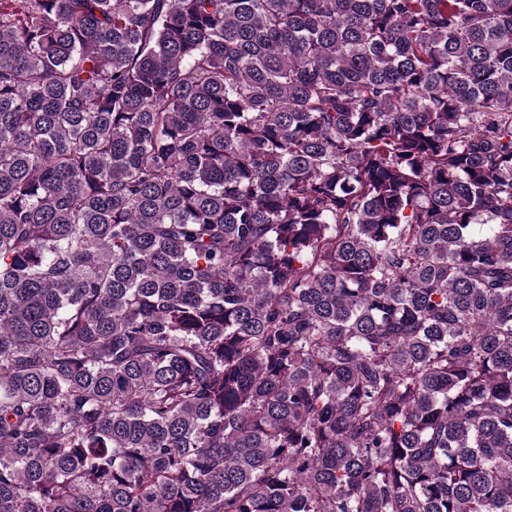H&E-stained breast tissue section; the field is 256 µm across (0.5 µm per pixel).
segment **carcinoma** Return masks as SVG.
<instances>
[{"label":"carcinoma","instance_id":"obj_1","mask_svg":"<svg viewBox=\"0 0 512 512\" xmlns=\"http://www.w3.org/2000/svg\"><path fill=\"white\" fill-rule=\"evenodd\" d=\"M0 512H512V0H0Z\"/></svg>","mask_w":512,"mask_h":512}]
</instances>
